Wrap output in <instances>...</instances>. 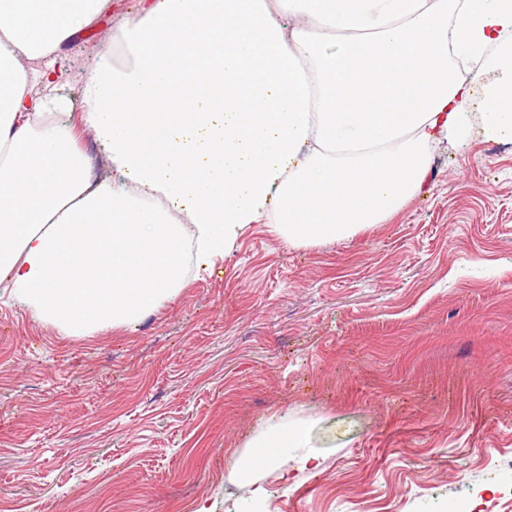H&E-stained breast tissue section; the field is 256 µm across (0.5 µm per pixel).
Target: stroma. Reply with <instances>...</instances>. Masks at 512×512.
<instances>
[{
  "mask_svg": "<svg viewBox=\"0 0 512 512\" xmlns=\"http://www.w3.org/2000/svg\"><path fill=\"white\" fill-rule=\"evenodd\" d=\"M137 0L58 55L79 87ZM321 465L236 485L267 418ZM512 512V143L440 145L421 191L354 237L250 224L130 326L65 336L0 291V512Z\"/></svg>",
  "mask_w": 512,
  "mask_h": 512,
  "instance_id": "stroma-1",
  "label": "stroma"
}]
</instances>
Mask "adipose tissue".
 Wrapping results in <instances>:
<instances>
[{
  "label": "adipose tissue",
  "mask_w": 512,
  "mask_h": 512,
  "mask_svg": "<svg viewBox=\"0 0 512 512\" xmlns=\"http://www.w3.org/2000/svg\"><path fill=\"white\" fill-rule=\"evenodd\" d=\"M107 5L0 0V280L66 335L174 298L187 246L211 260L260 220L348 238L421 189L436 144L512 143V0H141L81 84L116 174L93 181L54 63ZM307 445L268 425L231 478L291 448L317 468Z\"/></svg>",
  "instance_id": "adipose-tissue-1"
}]
</instances>
